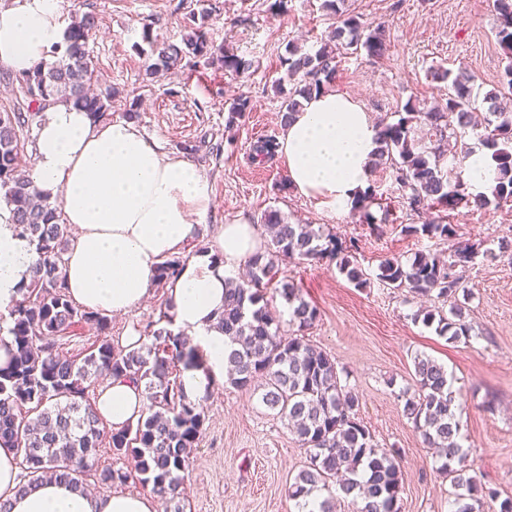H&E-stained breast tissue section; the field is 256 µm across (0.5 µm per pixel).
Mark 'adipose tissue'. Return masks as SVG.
<instances>
[{
  "label": "adipose tissue",
  "mask_w": 512,
  "mask_h": 512,
  "mask_svg": "<svg viewBox=\"0 0 512 512\" xmlns=\"http://www.w3.org/2000/svg\"><path fill=\"white\" fill-rule=\"evenodd\" d=\"M67 28L60 0H10L0 5V65L22 74L49 61ZM378 130L349 96H312L283 126L278 153L295 191L332 211H343L366 191ZM33 185L62 203L65 223L76 230L66 256L72 297L104 315H125L147 297L157 267L177 255L211 206L210 188L187 158L148 142L126 120L93 121L87 112L57 104L43 111L36 132ZM254 225H221L208 253L185 260L166 286L177 330L199 345L202 367L182 374L185 395L198 399L224 379L229 343L214 327L224 309L228 267L259 251ZM37 255L0 210V309L26 282ZM143 389L119 378L107 384L94 407L120 429L144 411ZM11 449L0 447V502L8 512H158L152 496L123 491L98 496L67 483L45 482L20 492Z\"/></svg>",
  "instance_id": "adipose-tissue-1"
}]
</instances>
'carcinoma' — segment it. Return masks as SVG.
I'll return each instance as SVG.
<instances>
[{
  "label": "carcinoma",
  "mask_w": 512,
  "mask_h": 512,
  "mask_svg": "<svg viewBox=\"0 0 512 512\" xmlns=\"http://www.w3.org/2000/svg\"><path fill=\"white\" fill-rule=\"evenodd\" d=\"M344 4L345 0H324V7L336 16V28L314 53L288 46L282 66L296 85L288 92L283 118L299 111L312 95L330 90L338 58L348 50L362 49L372 58L384 53L383 39L372 24L342 9ZM494 6L500 19L499 43L509 55L497 88L482 96L474 91L467 72L437 71L434 78L448 83L445 104L422 111L409 101L397 122L379 129L376 156L407 208L445 211L426 224L404 226L406 233L446 241L453 234L448 212L458 205L484 208L512 201V111L503 107V100L512 96V0H495ZM210 17L211 11H201L187 27L181 44L155 49L154 62L145 68L147 81L201 64L235 75L249 70L251 63L234 49L207 40ZM97 24L95 13L81 14L66 28L55 61L16 78L28 111L18 107L3 119L5 110L0 109V202L8 208L18 234L29 240L37 254L19 297L8 307V314L0 316V334L7 333L12 344L8 361L0 366V447L12 449L20 460L22 490L44 481L81 486L89 474L97 483L111 487L126 483L135 473L142 482L152 484L164 512H185L181 472L205 431L206 419L200 401L185 395L181 370L201 366L203 354L174 332L167 303L158 319L143 330L139 346L123 347L107 339L111 321L79 305L65 282L64 256L70 235L62 221L61 203L39 199L23 165V132L40 110L55 104L73 105L96 121L112 111L114 88L93 91L95 67L87 44ZM249 111L248 98L233 100L227 125L236 124ZM421 124L427 128L426 143L415 139V128ZM480 127L482 144L492 150L496 169L490 198L470 195L457 172L472 154L470 147L462 146L450 158L445 153L450 141ZM277 147L272 138L261 140L254 145L252 158L266 163L274 158ZM382 201L371 186L354 201V210L372 225L369 209ZM261 223L270 237L269 247L248 259L247 279L230 278L225 285L218 327L231 346L225 360L227 383L240 390L262 389L265 407L284 418L301 445L309 449V465L288 486L298 512H336L332 483L356 505V512H400L399 495L407 480L400 452L375 443L358 417V395L342 383L336 361L306 338L305 331L317 320V308L293 282L279 279V261L285 257L309 264L328 256L356 287L366 286L370 278L353 255V247L339 245L322 229L292 224L272 209L264 212ZM468 261L470 255L463 251L450 253L445 260L418 253L406 264L397 259L381 262L376 278L387 288L449 304L446 311L425 312L423 323L436 325L439 335L458 342L469 339L471 332L461 302L468 298V288L456 274V267ZM180 265L178 259L161 263L158 284L174 278ZM274 282L280 284V295L288 304V325L296 328L286 338L264 301L266 288ZM79 323L94 326L102 341L77 361L60 354L57 339ZM414 377L416 389L411 395L403 393V411L424 445L443 458L439 470L454 489L452 512H477L475 504L495 496L496 491L478 475L452 467L454 461L462 460L461 424L448 370L419 357L414 361ZM115 378L143 386L147 405L136 423L107 435L88 391L100 379ZM105 436L113 456L127 463L128 469L109 465L90 470Z\"/></svg>",
  "instance_id": "cac0c4a2"
}]
</instances>
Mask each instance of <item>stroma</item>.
Returning a JSON list of instances; mask_svg holds the SVG:
<instances>
[{
    "mask_svg": "<svg viewBox=\"0 0 512 512\" xmlns=\"http://www.w3.org/2000/svg\"><path fill=\"white\" fill-rule=\"evenodd\" d=\"M273 2L64 0V10L70 17L88 11L98 16L88 51L98 88L119 91L113 119L137 109L145 138L171 153H181L188 141L202 144L192 160L210 187L213 205L198 234L181 244V258L208 251L220 225H257L270 209L290 222L323 227L339 243H356L355 256L372 278L366 288L354 287L327 258L312 265L285 260L280 268L318 309L306 338L347 373L360 400L358 414L378 445L401 451L408 474L401 512H450V482L438 475V459L403 412L402 392L413 385V360L419 355L447 369L461 403L465 463L498 492L484 499L479 512H500L502 499L512 497V252H500L498 244L512 240V202L486 209L461 205L450 214L454 234L442 241L403 233V225H420L427 217L397 203L398 193L382 169L372 170L370 182L392 204L386 222L374 228L361 223L358 212H330L288 188L281 159L252 163L260 137L281 133L286 97L276 94L274 84L285 75L281 58L288 45L316 51L336 26L323 0H290L285 13ZM346 5L379 26L387 50L374 60L362 51L340 57L333 89L378 123L396 122L409 101L424 109L443 102L448 86L433 79L434 69L466 70L483 94L496 86L506 64L494 0H346ZM208 7L213 10L209 40L232 46L250 62L248 72L232 76L201 66L146 83L153 45L180 43L190 16ZM241 95L253 108L227 126L228 106ZM457 248L475 254L459 269L470 290L465 316L471 337L465 343L448 342L423 324L432 301L384 288L375 279L384 259L406 263L421 251L445 254ZM164 301L165 290L157 287L133 311L112 318L113 340L157 320ZM202 405L205 431L183 479L186 512H297L288 486L309 452L262 404L260 392L226 383L208 392Z\"/></svg>",
    "mask_w": 512,
    "mask_h": 512,
    "instance_id": "stroma-1",
    "label": "stroma"
}]
</instances>
